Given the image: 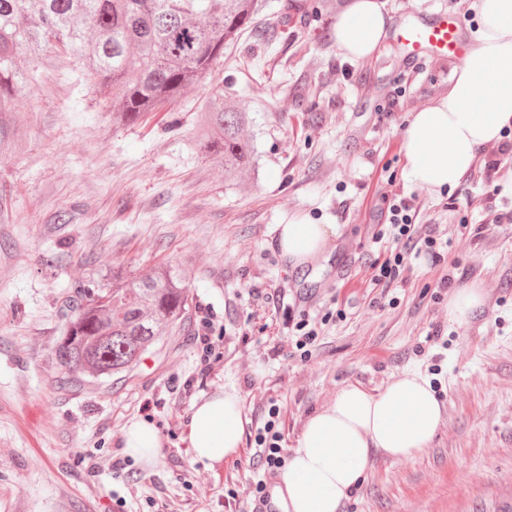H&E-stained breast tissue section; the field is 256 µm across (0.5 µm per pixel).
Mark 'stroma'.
<instances>
[{
	"label": "stroma",
	"instance_id": "1",
	"mask_svg": "<svg viewBox=\"0 0 512 512\" xmlns=\"http://www.w3.org/2000/svg\"><path fill=\"white\" fill-rule=\"evenodd\" d=\"M304 3L284 25L272 0L215 76L134 126L113 124L111 97L72 55L20 52L27 82L0 102V512H249L269 408L288 452L342 386L377 393L407 371L430 381L440 427L412 458L375 454L341 512H512V223L493 221L512 212V168L490 184L472 168L454 206L456 188L412 182L402 130L447 95L458 64L407 66L392 40L346 58L335 16ZM383 3L396 23L448 10L467 36L480 25L476 0ZM216 85L252 118L259 168L245 194L193 143ZM396 195L443 246L440 262L410 257L386 288L371 265L389 254L376 235ZM299 217L336 233L318 261L295 265L277 227ZM157 267L188 276L182 324L129 374L63 383L54 348L69 302ZM469 286L480 312L450 322L453 290ZM288 302L319 323L308 357L291 342ZM205 336L218 361L206 362ZM230 388L242 445L210 468L193 460L186 425L196 402ZM140 420L161 436L152 465L123 447Z\"/></svg>",
	"mask_w": 512,
	"mask_h": 512
}]
</instances>
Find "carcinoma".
<instances>
[{
  "label": "carcinoma",
  "mask_w": 512,
  "mask_h": 512,
  "mask_svg": "<svg viewBox=\"0 0 512 512\" xmlns=\"http://www.w3.org/2000/svg\"><path fill=\"white\" fill-rule=\"evenodd\" d=\"M268 0H0V99L19 91L26 44L60 45L84 61L97 90L115 92L112 122L138 121L159 104L212 76L224 47L252 26ZM249 113L212 94L194 139L236 179L256 165ZM189 308L183 277L159 269L68 306L55 350L64 381L128 373Z\"/></svg>",
  "instance_id": "cac0c4a2"
}]
</instances>
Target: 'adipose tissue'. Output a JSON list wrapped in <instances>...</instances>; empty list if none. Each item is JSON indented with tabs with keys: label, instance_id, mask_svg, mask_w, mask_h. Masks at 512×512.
Masks as SVG:
<instances>
[{
	"label": "adipose tissue",
	"instance_id": "ef3b65f1",
	"mask_svg": "<svg viewBox=\"0 0 512 512\" xmlns=\"http://www.w3.org/2000/svg\"><path fill=\"white\" fill-rule=\"evenodd\" d=\"M481 28L448 93L416 112L402 132L405 168L416 184L436 189L459 184L478 153L512 126V0H478ZM387 21L378 0H354L334 27L337 50L366 59L382 46ZM334 225L296 219L279 227L284 258L296 263L320 256ZM441 423L429 381L406 372L377 394L348 384L305 423L273 490L278 512H340L359 485L372 452L409 459L428 446ZM236 391H219L196 403L187 445L196 461L215 466L235 457L242 443ZM127 453L155 462L158 429L136 421L124 432Z\"/></svg>",
	"mask_w": 512,
	"mask_h": 512
}]
</instances>
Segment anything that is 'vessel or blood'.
I'll list each match as a JSON object with an SVG mask.
<instances>
[{"instance_id":"vessel-or-blood-1","label":"vessel or blood","mask_w":512,"mask_h":512,"mask_svg":"<svg viewBox=\"0 0 512 512\" xmlns=\"http://www.w3.org/2000/svg\"><path fill=\"white\" fill-rule=\"evenodd\" d=\"M394 35L412 60L433 53L461 63L472 48L463 23L443 10L417 14L410 24L395 28Z\"/></svg>"}]
</instances>
